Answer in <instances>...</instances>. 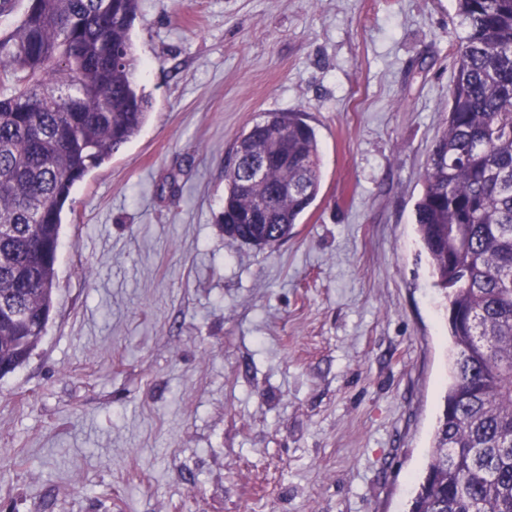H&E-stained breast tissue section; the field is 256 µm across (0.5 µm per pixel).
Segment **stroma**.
<instances>
[{"label": "stroma", "mask_w": 512, "mask_h": 512, "mask_svg": "<svg viewBox=\"0 0 512 512\" xmlns=\"http://www.w3.org/2000/svg\"><path fill=\"white\" fill-rule=\"evenodd\" d=\"M454 0H141L153 110L62 214L54 308L0 377V512H406L449 382L414 224ZM314 128L291 237L224 236L266 113Z\"/></svg>", "instance_id": "stroma-1"}]
</instances>
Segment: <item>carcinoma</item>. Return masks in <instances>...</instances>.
Wrapping results in <instances>:
<instances>
[{"mask_svg":"<svg viewBox=\"0 0 512 512\" xmlns=\"http://www.w3.org/2000/svg\"><path fill=\"white\" fill-rule=\"evenodd\" d=\"M464 35L444 127L415 204L446 300L453 363L408 512H512V0H455ZM140 0H29L0 33V377L22 367L54 304L62 212L77 182L141 130L152 101L132 39ZM288 134L304 164L250 191L234 159ZM224 235L259 250L293 234L320 190L316 134L270 112L224 168ZM302 183V193L282 187Z\"/></svg>","mask_w":512,"mask_h":512,"instance_id":"carcinoma-1","label":"carcinoma"}]
</instances>
